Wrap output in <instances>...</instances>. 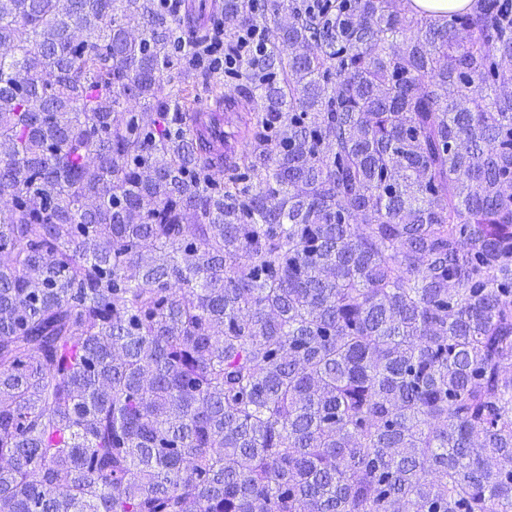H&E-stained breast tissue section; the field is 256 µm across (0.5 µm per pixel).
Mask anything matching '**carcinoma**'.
I'll return each instance as SVG.
<instances>
[{"label": "carcinoma", "instance_id": "carcinoma-1", "mask_svg": "<svg viewBox=\"0 0 512 512\" xmlns=\"http://www.w3.org/2000/svg\"><path fill=\"white\" fill-rule=\"evenodd\" d=\"M179 3L0 0V512H512V0ZM413 9L435 15L466 13L472 9V0H412ZM182 51L184 54H189L200 67L220 73L224 81V94L233 97L237 94V79L229 78L237 76L239 62L246 56L266 52L267 43L263 32L257 28L242 31L235 42L227 47L224 39V24L219 22L214 26V33L206 45L198 48L183 43Z\"/></svg>", "mask_w": 512, "mask_h": 512}]
</instances>
